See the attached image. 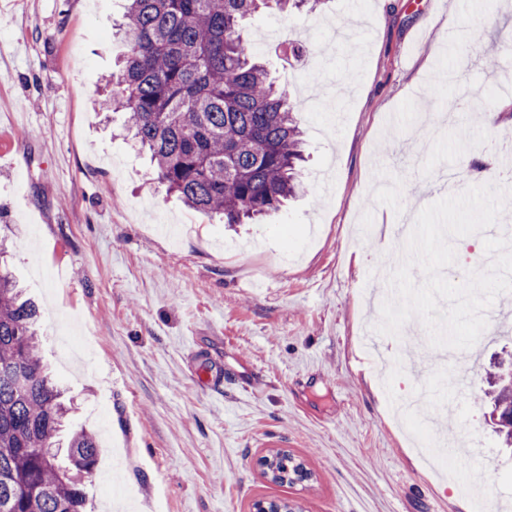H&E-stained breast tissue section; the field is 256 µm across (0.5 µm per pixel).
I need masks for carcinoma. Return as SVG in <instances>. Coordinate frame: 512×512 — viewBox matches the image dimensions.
<instances>
[{"mask_svg": "<svg viewBox=\"0 0 512 512\" xmlns=\"http://www.w3.org/2000/svg\"><path fill=\"white\" fill-rule=\"evenodd\" d=\"M317 2L128 0L119 23L127 50L106 80L104 106L126 111L127 130L156 179L191 210L243 224L302 189L295 106L254 56L242 22ZM511 49L509 40L494 43L485 64L497 67ZM38 318L36 304L0 269V512H83L82 476L93 472L101 446L90 431H67L69 408L43 363ZM485 396L491 422L512 448V375L495 374ZM271 458L274 484L308 475L289 454Z\"/></svg>", "mask_w": 512, "mask_h": 512, "instance_id": "carcinoma-1", "label": "carcinoma"}]
</instances>
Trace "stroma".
<instances>
[{
    "instance_id": "obj_1",
    "label": "stroma",
    "mask_w": 512,
    "mask_h": 512,
    "mask_svg": "<svg viewBox=\"0 0 512 512\" xmlns=\"http://www.w3.org/2000/svg\"><path fill=\"white\" fill-rule=\"evenodd\" d=\"M125 0H10L0 11V239L43 318V353L72 401L70 428L109 437L118 462L87 478L88 512H458L464 498L414 443L439 421L471 451L458 473L491 472L490 512H512V457L475 396L512 353V292L466 351L400 337L363 343L371 299L401 246L391 229L465 185L512 145V95L485 68L512 36V0H322L268 12L245 34L301 119L304 194L257 224L196 214L157 183L104 111L102 78L125 47ZM455 22L457 42L443 27ZM305 45L295 60L283 40ZM448 86V101L428 95ZM494 115L473 121L472 109ZM222 370L224 391L200 372ZM282 449L309 479L279 486L260 460Z\"/></svg>"
}]
</instances>
